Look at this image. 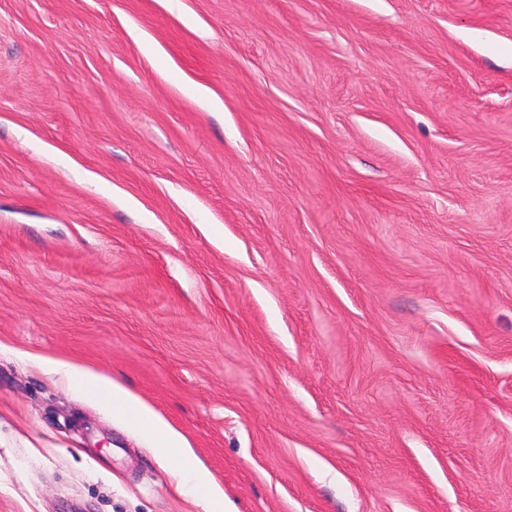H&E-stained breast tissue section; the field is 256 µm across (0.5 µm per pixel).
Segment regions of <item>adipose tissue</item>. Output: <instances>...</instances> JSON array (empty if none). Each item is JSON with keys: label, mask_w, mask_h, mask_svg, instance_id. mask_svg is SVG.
<instances>
[{"label": "adipose tissue", "mask_w": 512, "mask_h": 512, "mask_svg": "<svg viewBox=\"0 0 512 512\" xmlns=\"http://www.w3.org/2000/svg\"><path fill=\"white\" fill-rule=\"evenodd\" d=\"M45 372L85 397L96 399L113 417L136 428L164 457L178 458L174 472L178 490L203 505L205 512H225L224 493L196 464L191 448L152 408L113 379L63 359H42Z\"/></svg>", "instance_id": "obj_1"}]
</instances>
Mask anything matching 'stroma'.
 Listing matches in <instances>:
<instances>
[{
    "instance_id": "35a3bbf8",
    "label": "stroma",
    "mask_w": 512,
    "mask_h": 512,
    "mask_svg": "<svg viewBox=\"0 0 512 512\" xmlns=\"http://www.w3.org/2000/svg\"><path fill=\"white\" fill-rule=\"evenodd\" d=\"M512 512V0H0V512ZM45 372L85 397L96 399L112 416L142 432L163 457L180 462L173 475L177 489L203 505L204 512H233L226 508L224 491L196 464L191 448L152 408L113 379L63 359L36 357Z\"/></svg>"
}]
</instances>
